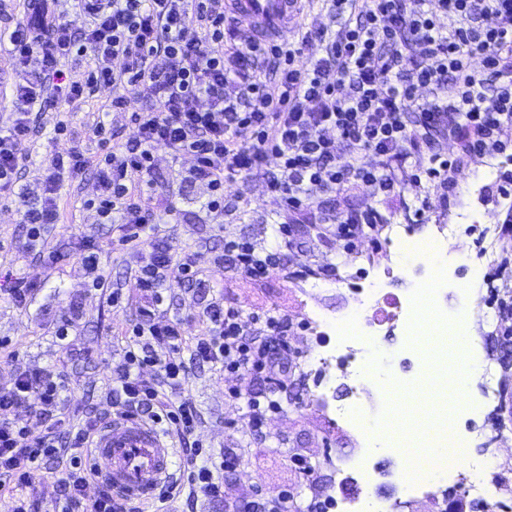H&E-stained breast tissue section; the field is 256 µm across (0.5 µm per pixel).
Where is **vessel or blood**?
Returning a JSON list of instances; mask_svg holds the SVG:
<instances>
[{"label": "vessel or blood", "instance_id": "b4317fda", "mask_svg": "<svg viewBox=\"0 0 512 512\" xmlns=\"http://www.w3.org/2000/svg\"><path fill=\"white\" fill-rule=\"evenodd\" d=\"M302 0H225L224 8L258 42L284 40ZM174 452L152 425L118 419L95 434L89 461L100 481L135 499L157 495L171 474Z\"/></svg>", "mask_w": 512, "mask_h": 512}]
</instances>
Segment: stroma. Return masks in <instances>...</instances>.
<instances>
[{
    "label": "stroma",
    "instance_id": "stroma-1",
    "mask_svg": "<svg viewBox=\"0 0 512 512\" xmlns=\"http://www.w3.org/2000/svg\"><path fill=\"white\" fill-rule=\"evenodd\" d=\"M114 95L127 98V111L109 112L108 103ZM143 104V98L131 88L118 85L82 103L68 119L86 155L95 158L101 149L96 139L85 135L86 125L103 112L118 138H127L134 132L131 114ZM55 121V112L42 113L39 132L26 147L18 186L28 197L39 195L42 169L51 154L71 146L66 139H54ZM153 156L160 173L156 192L172 196L177 207L166 231L174 244L191 253L203 273L201 281L186 285L179 268L170 267L161 290L158 310L164 318L182 321L186 340L198 336L199 317L215 301L237 308L246 319L276 310L296 324L307 312L352 306L348 286L337 283L336 272L343 268L355 273L359 263L346 251L343 241L317 222L318 210L331 209L336 202L323 198L308 210L289 213L268 193L261 178L246 177L225 185L224 195L234 207L216 215L203 207L205 191L180 178L192 165L190 156L163 146L156 147ZM491 161L488 155L469 160L444 203L430 184L408 183L399 194L389 196L373 197L361 189H351L338 204L356 214L375 209L381 223L408 225L417 236L465 213L471 221L460 225L457 237L448 242L449 251H456L459 242L471 246L484 237L495 243L512 213V208L503 205L500 192L504 180L512 177V162L495 168ZM95 192V174L90 170L82 180L62 186L61 222L54 226L48 240L66 250L86 240L94 243L100 271L111 284L107 290L93 288L78 258L55 269L47 268L29 240L20 212L12 206H0V239L12 245L10 251L0 254V271L28 277L37 285L35 299L26 309L0 303V342L6 344L0 349V366L62 371L67 386L61 412L70 419L85 407L109 412L112 375L126 346L120 331L139 316L135 273L152 259L150 248L129 251L118 246L117 225L97 223L94 212L83 209V201L93 198ZM420 207L425 214L418 220L414 212ZM280 224L294 228L291 248L283 265L266 277H247L218 264L228 237L245 239L260 253L273 251L277 246L275 228ZM468 277L465 265L450 270L452 285L440 298L449 316L470 311L477 294L491 304L500 302L497 289L484 281L470 282L468 292L458 291L457 282L469 281ZM114 291L121 296L116 303L110 298ZM66 320L72 327L62 338L57 330ZM471 334L470 346L481 364L492 365L499 382L512 385V367L503 366L506 341L500 330L475 321ZM275 373L277 380L273 383L260 377L244 383L251 395L274 399L280 406L278 412L269 415L260 438L245 425V401L226 396L222 369L190 364L188 379L178 396L195 407L200 416L193 438L202 444L209 459L219 461L228 448L236 449L242 457L238 471L224 477L226 497H242L257 488L270 492L285 489L303 507L312 493L304 475L290 463V456L298 453L320 463L319 474L326 479L330 476L328 458L354 452L356 444L343 424L331 423L320 409L307 407V395L316 391L318 382L302 373L297 357L280 352ZM498 424L512 427V396L498 397L488 407L465 411L460 420L461 427L473 436Z\"/></svg>",
    "mask_w": 512,
    "mask_h": 512
}]
</instances>
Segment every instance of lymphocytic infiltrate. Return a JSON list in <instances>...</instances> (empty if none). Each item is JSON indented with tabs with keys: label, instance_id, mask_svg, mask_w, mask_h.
I'll return each instance as SVG.
<instances>
[{
	"label": "lymphocytic infiltrate",
	"instance_id": "1",
	"mask_svg": "<svg viewBox=\"0 0 512 512\" xmlns=\"http://www.w3.org/2000/svg\"><path fill=\"white\" fill-rule=\"evenodd\" d=\"M87 24L73 29L60 19V0H25L26 20L0 33V55L13 70L36 64V79L11 88L13 114L0 127V204L19 201L15 192L25 150L45 107H73L123 84L149 99L131 114L133 136L109 147L106 124L96 119L87 132L107 148L91 159L80 146L50 156L39 205L25 208L23 223L40 242L46 264L61 261L47 234L61 219L60 189L94 170L96 194L84 201L106 224H118L119 242L150 246L152 261L136 277L140 308L126 329L129 343L112 378L116 415H129L185 443L184 479L168 485L154 512H169L181 491L192 498H224L223 473L237 471L239 454L225 450L219 465L187 446L199 415L172 393L188 378L187 361L222 365L235 382L229 398L245 400L247 425L262 435L276 401L245 396L241 383L274 372L287 346L291 324L277 312L244 321L232 307L210 304L202 329L186 343L183 323L156 312L159 290L171 266L184 282L200 271L177 250L161 227L175 215L173 201L156 209L158 181L153 150L163 145L192 157L189 181L206 187L209 211L224 209V186L262 174L283 209L312 207L321 194L342 196L352 188L389 195L405 181L432 183L448 196L467 158L502 154L512 147V0H331L333 24H308L298 40L255 45L242 38L224 12V0H75ZM446 16L447 27L437 23ZM322 55L306 56L312 41ZM480 68H473V59ZM86 64L85 81L71 80L67 66ZM451 84L452 96L435 91ZM428 89L432 98L420 97ZM415 121H408V112ZM455 152L435 150L436 138ZM347 147L348 160L338 149ZM428 154L429 165H413ZM224 251L236 273L267 276L279 253L259 256L244 242L228 240ZM189 358H182L183 347ZM155 366L144 376V366ZM64 389L61 376L42 370H0V411L37 395L44 420L39 436L10 422L0 423V474L12 482L11 512H37L32 492L59 476L60 512H138L129 500L102 488L94 499L82 461L101 417L83 412L75 421L57 415Z\"/></svg>",
	"mask_w": 512,
	"mask_h": 512
}]
</instances>
